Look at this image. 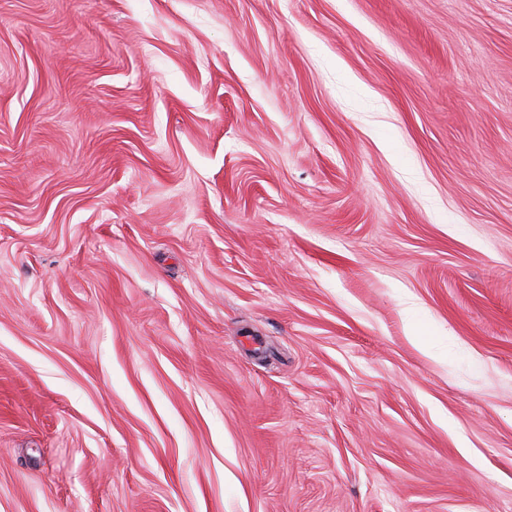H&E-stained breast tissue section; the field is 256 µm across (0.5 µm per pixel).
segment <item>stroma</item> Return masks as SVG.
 <instances>
[{
  "label": "stroma",
  "instance_id": "1",
  "mask_svg": "<svg viewBox=\"0 0 512 512\" xmlns=\"http://www.w3.org/2000/svg\"><path fill=\"white\" fill-rule=\"evenodd\" d=\"M0 512H512V0H0Z\"/></svg>",
  "mask_w": 512,
  "mask_h": 512
}]
</instances>
